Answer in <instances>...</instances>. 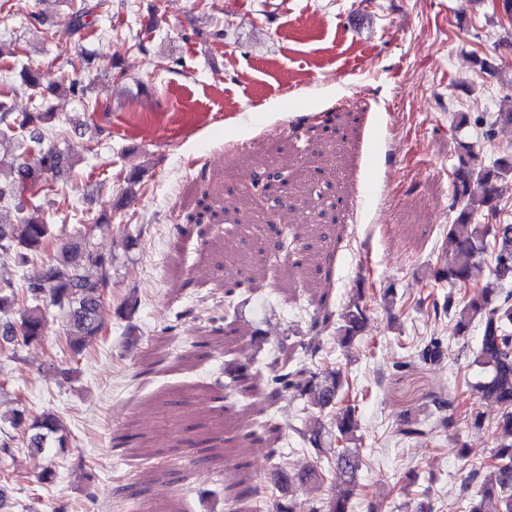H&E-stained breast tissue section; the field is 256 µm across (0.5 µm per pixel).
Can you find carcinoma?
Here are the masks:
<instances>
[{
	"label": "carcinoma",
	"instance_id": "1",
	"mask_svg": "<svg viewBox=\"0 0 512 512\" xmlns=\"http://www.w3.org/2000/svg\"><path fill=\"white\" fill-rule=\"evenodd\" d=\"M103 5L104 0H82L81 7L70 16L71 27L76 31L88 27L87 19ZM453 123L457 130L470 124L481 128L483 140L490 144L496 127L512 126V108L479 112L475 116L455 112ZM18 131L39 148V157L33 164L7 166L0 159V200L45 173L58 176L72 168L69 156L54 147H43L47 131L34 124L32 114L15 115L0 99V146L14 140ZM452 174L451 208L455 219L448 225L447 235L453 249L447 263L428 266L425 284H450L442 299L431 302L434 319L454 317L457 336L479 329L474 359L459 365V369L481 368L483 375L469 387L481 402L500 409L494 425L496 451L490 459L470 468L456 500L466 504L465 512H512V224H499L489 232L480 222L481 218L501 211L498 183L512 179V152H504L487 163L478 142L460 136L456 139ZM476 184L481 188L479 193L473 189ZM52 244L50 225L32 216L7 228L0 227V251L12 253L24 266L37 260ZM487 257L491 263L489 276L474 279L473 269ZM111 268L112 260L93 254L85 246H62L54 263L40 266L25 279L21 292L10 284L0 285V317L7 319L19 314L17 323L3 324V333H11L26 345L39 342L45 320L39 301L47 295L66 312L68 347L73 353H80L102 333L106 323L102 293L112 282ZM364 296L365 291L358 290L338 317L326 312L314 318V325L333 328L336 344L344 349L351 347L368 322L369 308ZM442 355L443 339L433 336L414 347L411 360L432 366L442 361ZM224 378V388L230 390L244 383L250 390L269 388L273 395L285 390L300 400L310 414L309 423L295 433L314 460L298 468L290 458L278 456L274 473V487L278 491L274 497L275 512H296L289 497L296 483L310 492L326 487L333 490L326 498H316L310 512H350L363 460L355 436L357 396L346 371L327 364L310 367L295 358L291 347L282 342L278 354L267 363L263 383L256 381L251 365L235 359L224 361ZM432 406L423 419L406 422L401 434L425 437L437 427H447L448 417L443 412L450 402L436 399ZM10 422L29 432L28 447L37 452L45 451L54 435L58 436V444L64 445V438L59 436L60 421L52 412L45 411L31 421L25 412H15ZM472 487L477 488L474 495L470 493Z\"/></svg>",
	"mask_w": 512,
	"mask_h": 512
}]
</instances>
